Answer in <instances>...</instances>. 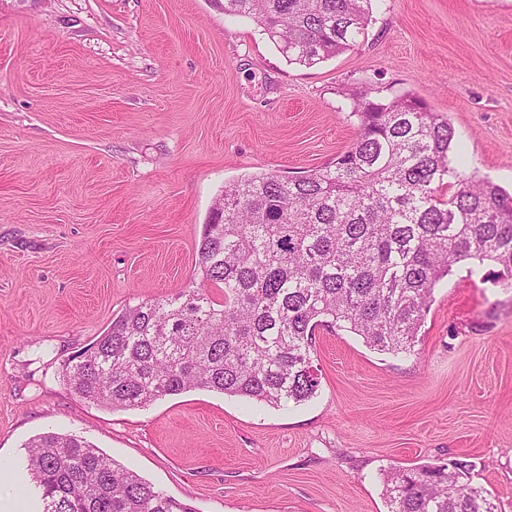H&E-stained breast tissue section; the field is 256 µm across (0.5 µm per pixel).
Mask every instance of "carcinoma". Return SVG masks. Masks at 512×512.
Segmentation results:
<instances>
[{
    "mask_svg": "<svg viewBox=\"0 0 512 512\" xmlns=\"http://www.w3.org/2000/svg\"><path fill=\"white\" fill-rule=\"evenodd\" d=\"M253 20L289 63L311 67L356 46L382 0H213ZM357 134L331 165L295 178L256 174L224 187L196 249L215 299L188 288L112 321L62 377L79 400L145 409L205 389L279 406L318 391L315 333L414 352L436 285L462 262L512 273V193L466 173L447 117L416 96L351 90ZM43 512H195L84 438L27 444ZM474 464L382 469L389 512H497Z\"/></svg>",
    "mask_w": 512,
    "mask_h": 512,
    "instance_id": "cac0c4a2",
    "label": "carcinoma"
}]
</instances>
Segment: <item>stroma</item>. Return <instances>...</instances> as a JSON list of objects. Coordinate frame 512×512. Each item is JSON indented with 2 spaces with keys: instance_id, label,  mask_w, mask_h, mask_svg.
<instances>
[{
  "instance_id": "stroma-1",
  "label": "stroma",
  "mask_w": 512,
  "mask_h": 512,
  "mask_svg": "<svg viewBox=\"0 0 512 512\" xmlns=\"http://www.w3.org/2000/svg\"><path fill=\"white\" fill-rule=\"evenodd\" d=\"M363 82L447 116L469 171L512 188V0H386L312 67L211 0H0V512H42L25 445L51 431L193 512H388L381 468L458 455L512 512V290L492 264L436 285L411 356L317 332L300 404L194 389L110 411L62 381L126 309L202 286L225 183L331 165Z\"/></svg>"
}]
</instances>
